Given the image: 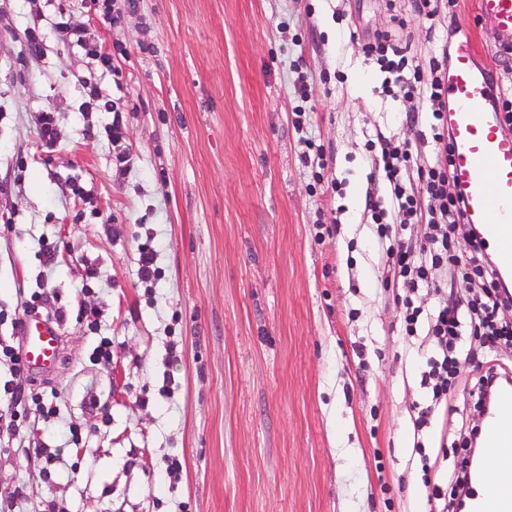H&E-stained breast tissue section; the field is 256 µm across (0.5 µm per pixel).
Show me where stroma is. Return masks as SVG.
<instances>
[{"label": "stroma", "mask_w": 512, "mask_h": 512, "mask_svg": "<svg viewBox=\"0 0 512 512\" xmlns=\"http://www.w3.org/2000/svg\"><path fill=\"white\" fill-rule=\"evenodd\" d=\"M101 3L0 0V340L13 321L46 318L26 304L35 292L98 321L59 323L50 371L0 372L55 392L59 422L88 435L78 456L47 463L38 450L57 437L29 408L19 435L0 434V501L20 489V512L49 500L62 512H441L413 451L429 348L403 352L365 211L367 194L387 192L368 148L377 134L433 150L430 133L398 120L402 103L362 51L394 26L383 0H137L116 24ZM400 6L421 66L468 34L500 97L512 95V59L477 22V0L435 24L415 0ZM62 15L111 70L58 39ZM304 76L338 195L311 192L301 161ZM109 104L124 121L117 147ZM46 110L65 133L51 150L36 124ZM337 207L338 235L316 242V221ZM148 232L162 269L150 289L135 275ZM44 241L59 246L49 262ZM103 336L108 364L91 358ZM475 402L457 388L429 442L460 444L480 420Z\"/></svg>", "instance_id": "stroma-1"}]
</instances>
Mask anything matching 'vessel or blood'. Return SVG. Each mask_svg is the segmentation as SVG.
Segmentation results:
<instances>
[{"label": "vessel or blood", "instance_id": "1", "mask_svg": "<svg viewBox=\"0 0 512 512\" xmlns=\"http://www.w3.org/2000/svg\"><path fill=\"white\" fill-rule=\"evenodd\" d=\"M481 23L492 26L499 46L512 49V0H478ZM471 38L457 41L445 86L448 127L452 138V176L464 201L461 221L484 244H496L492 255L500 273L512 275V135L503 132L495 104L497 87L476 63ZM24 358L29 366L47 368L58 357L54 327L35 319L24 328ZM512 418V387H500L496 412L482 429L481 444L496 464L495 476L476 502L474 512H512V433L503 428Z\"/></svg>", "mask_w": 512, "mask_h": 512}]
</instances>
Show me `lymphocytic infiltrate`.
<instances>
[{
  "label": "lymphocytic infiltrate",
  "mask_w": 512,
  "mask_h": 512,
  "mask_svg": "<svg viewBox=\"0 0 512 512\" xmlns=\"http://www.w3.org/2000/svg\"><path fill=\"white\" fill-rule=\"evenodd\" d=\"M366 54L384 75L382 89L404 100H423L433 121L432 157L413 156L409 143L380 137L370 149L388 184L386 196L367 198L365 207L375 226L383 271L401 291L402 333L406 340L424 337L431 349L422 373L426 397L412 419L415 436H422L434 412L448 402V392L461 373L458 346L463 337L482 344L512 345V292L501 289L494 266L486 259L476 235L462 224L463 200L449 190L452 169L448 97L444 82L446 61L432 59L428 68L409 60L391 35L377 36ZM424 227L420 241H410L405 228ZM449 273L468 294L465 305L439 301L418 304L420 289L439 291L431 270Z\"/></svg>",
  "instance_id": "f902f5d3"
}]
</instances>
